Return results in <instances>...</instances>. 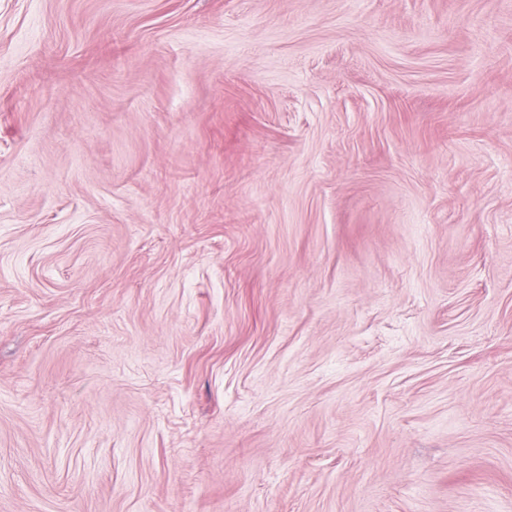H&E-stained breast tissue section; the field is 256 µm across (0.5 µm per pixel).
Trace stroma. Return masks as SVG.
I'll use <instances>...</instances> for the list:
<instances>
[{"label":"stroma","mask_w":512,"mask_h":512,"mask_svg":"<svg viewBox=\"0 0 512 512\" xmlns=\"http://www.w3.org/2000/svg\"><path fill=\"white\" fill-rule=\"evenodd\" d=\"M0 512H512V0H0Z\"/></svg>","instance_id":"35a3bbf8"}]
</instances>
